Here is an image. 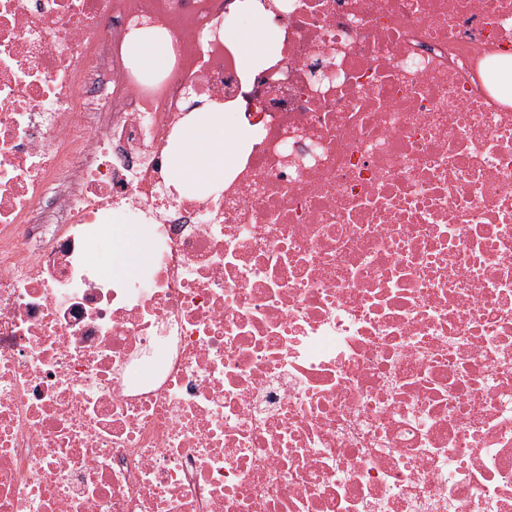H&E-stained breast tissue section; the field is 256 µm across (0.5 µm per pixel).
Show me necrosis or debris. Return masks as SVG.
Returning <instances> with one entry per match:
<instances>
[{
	"label": "necrosis or debris",
	"instance_id": "4bbe7bcc",
	"mask_svg": "<svg viewBox=\"0 0 512 512\" xmlns=\"http://www.w3.org/2000/svg\"><path fill=\"white\" fill-rule=\"evenodd\" d=\"M278 2L284 85L236 0H0V512H512V0ZM190 86L256 131L204 197ZM243 25L221 28L220 34L234 48L245 73L261 69L280 57V33L267 0H237ZM127 61L139 77L159 79L167 74L174 60L172 44L158 27H144L127 36ZM112 242L108 231L103 234L104 247H97L95 257L105 262L112 243V253L106 262V269L112 272H123L126 275L135 273L146 264L150 252L151 241L145 225L113 224Z\"/></svg>",
	"mask_w": 512,
	"mask_h": 512
}]
</instances>
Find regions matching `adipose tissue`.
Listing matches in <instances>:
<instances>
[{"label": "adipose tissue", "mask_w": 512, "mask_h": 512, "mask_svg": "<svg viewBox=\"0 0 512 512\" xmlns=\"http://www.w3.org/2000/svg\"><path fill=\"white\" fill-rule=\"evenodd\" d=\"M245 22L221 29L220 34L234 48L242 71L250 73L280 57V33L267 0H237ZM127 61L139 77L157 79L167 74L174 60L172 44L157 27L129 33ZM226 105L209 99L198 100L179 136L171 146V178L181 195L216 191L225 171L237 163L241 149L251 144L253 130L248 124L228 129L224 123ZM112 253L106 268L127 275L146 264L151 241L145 226L116 224L111 229Z\"/></svg>", "instance_id": "obj_1"}]
</instances>
